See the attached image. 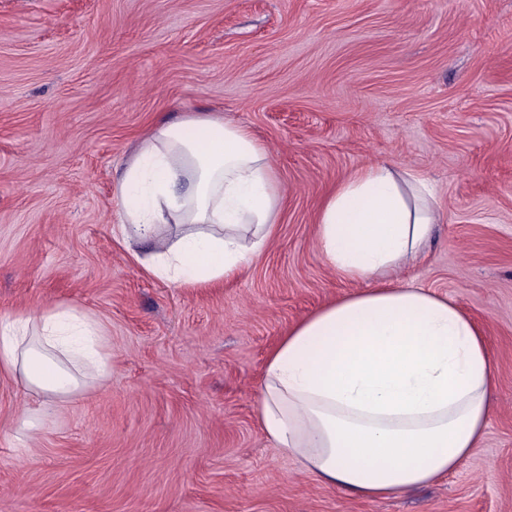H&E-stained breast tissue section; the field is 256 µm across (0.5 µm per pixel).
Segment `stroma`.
Returning <instances> with one entry per match:
<instances>
[{
    "label": "stroma",
    "instance_id": "obj_1",
    "mask_svg": "<svg viewBox=\"0 0 512 512\" xmlns=\"http://www.w3.org/2000/svg\"><path fill=\"white\" fill-rule=\"evenodd\" d=\"M248 126L285 201L263 253L209 288L149 276L122 165L161 121ZM423 171L446 220L401 272L482 329L487 433L439 481L325 487L262 431L269 351L360 290L318 208L357 168ZM73 304L111 370L62 406L0 372V512H512V0H0V313Z\"/></svg>",
    "mask_w": 512,
    "mask_h": 512
}]
</instances>
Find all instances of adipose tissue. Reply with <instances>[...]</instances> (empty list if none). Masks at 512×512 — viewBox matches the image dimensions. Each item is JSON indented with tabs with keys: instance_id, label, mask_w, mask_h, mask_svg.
Wrapping results in <instances>:
<instances>
[{
	"instance_id": "1",
	"label": "adipose tissue",
	"mask_w": 512,
	"mask_h": 512,
	"mask_svg": "<svg viewBox=\"0 0 512 512\" xmlns=\"http://www.w3.org/2000/svg\"><path fill=\"white\" fill-rule=\"evenodd\" d=\"M268 148L219 114L163 122L116 190L142 265L188 286L223 281L265 249L282 204ZM443 215L431 180L376 161L321 205L326 263L362 290L322 305L268 354L258 407L274 448L324 486L378 498L428 486L484 439L495 377L486 339L448 296L397 273ZM173 226L163 234L164 226ZM98 324L73 306L0 316V369L62 403L110 373Z\"/></svg>"
}]
</instances>
